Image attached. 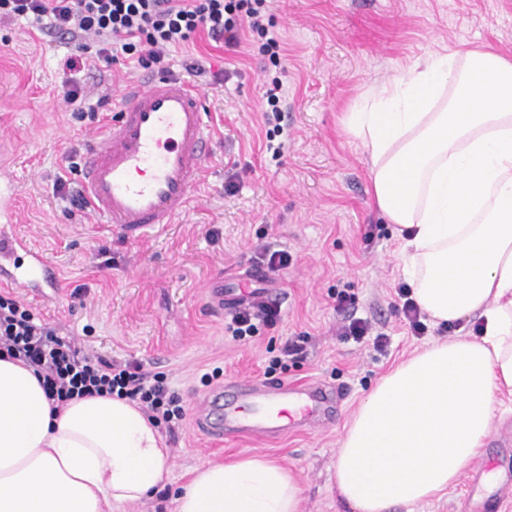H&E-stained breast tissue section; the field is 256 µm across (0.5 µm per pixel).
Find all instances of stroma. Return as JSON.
Here are the masks:
<instances>
[{
	"instance_id": "stroma-1",
	"label": "stroma",
	"mask_w": 512,
	"mask_h": 512,
	"mask_svg": "<svg viewBox=\"0 0 512 512\" xmlns=\"http://www.w3.org/2000/svg\"><path fill=\"white\" fill-rule=\"evenodd\" d=\"M266 36L283 44L279 58L260 54L264 36L229 48L199 33L170 50L166 64L210 65L200 80L216 136L205 178L175 223L130 241L70 208L57 178L80 182L70 162L84 163L89 113L68 111L63 86L73 80L89 100L108 93L103 115L119 118L122 91L143 72L128 60L67 70L76 42L42 33L33 18L0 24V165L15 187L14 233L41 250L61 291L36 300L13 294L87 353L136 362L167 377L187 418L166 435L165 496L125 512H171L176 489L206 463L266 455L292 469L304 488V512H340L336 450L360 400L376 381L453 328L412 335L397 307L404 283L400 240L371 197L367 155L347 126L370 89L400 77L427 54L486 46L512 56V0H274ZM279 78V114L265 91ZM288 251V269L265 281L281 302L276 326L233 339L205 287L215 277L243 287L262 267V245ZM350 289L359 317L387 335L343 340L336 334V293ZM302 357L270 371L288 344ZM319 381L343 388L331 423L301 428L274 442L241 438L211 445L192 412L197 398L230 382ZM414 512H512V415L448 493Z\"/></svg>"
}]
</instances>
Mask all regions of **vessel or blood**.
Listing matches in <instances>:
<instances>
[{"label":"vessel or blood","mask_w":512,"mask_h":512,"mask_svg":"<svg viewBox=\"0 0 512 512\" xmlns=\"http://www.w3.org/2000/svg\"><path fill=\"white\" fill-rule=\"evenodd\" d=\"M111 130L96 137L82 173L84 193L99 218L135 241L173 223L188 206L213 151L204 94L178 74L139 80ZM14 192L0 174V285L49 297L59 278L43 253L10 231ZM211 305L233 312L241 298L223 279L207 288ZM345 397L323 384L237 382L209 392L201 406L203 431L214 440H275L293 428L327 421Z\"/></svg>","instance_id":"1"}]
</instances>
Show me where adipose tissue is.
I'll use <instances>...</instances> for the list:
<instances>
[{"mask_svg":"<svg viewBox=\"0 0 512 512\" xmlns=\"http://www.w3.org/2000/svg\"><path fill=\"white\" fill-rule=\"evenodd\" d=\"M374 204L397 225L411 296L434 326L478 319L382 377L336 451L347 512L444 494L512 412V57L434 53L349 120ZM170 450L137 403L53 410L30 367L0 358V512H112L157 492ZM293 471L264 456L198 467L173 512H303Z\"/></svg>","mask_w":512,"mask_h":512,"instance_id":"obj_1","label":"adipose tissue"}]
</instances>
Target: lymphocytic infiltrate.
Instances as JSON below:
<instances>
[{
	"instance_id": "1",
	"label": "lymphocytic infiltrate",
	"mask_w": 512,
	"mask_h": 512,
	"mask_svg": "<svg viewBox=\"0 0 512 512\" xmlns=\"http://www.w3.org/2000/svg\"><path fill=\"white\" fill-rule=\"evenodd\" d=\"M271 0H0V19L33 16L51 30L79 41L81 56L68 58L67 69L83 61L116 63L126 55L144 71H165L170 49L201 32L214 41L239 46L244 29L262 31ZM355 296L338 291L336 310L342 319L338 336L361 340L371 335L384 345L385 333H373L368 321L354 317ZM276 301L256 300L236 309L226 326L234 339L274 326L280 317ZM0 356L33 368L53 409L86 396L110 394L135 401L154 424L175 428L186 419L178 394L164 374L144 371L135 362L114 363L86 353L74 338L41 319L14 297L0 292Z\"/></svg>"
}]
</instances>
